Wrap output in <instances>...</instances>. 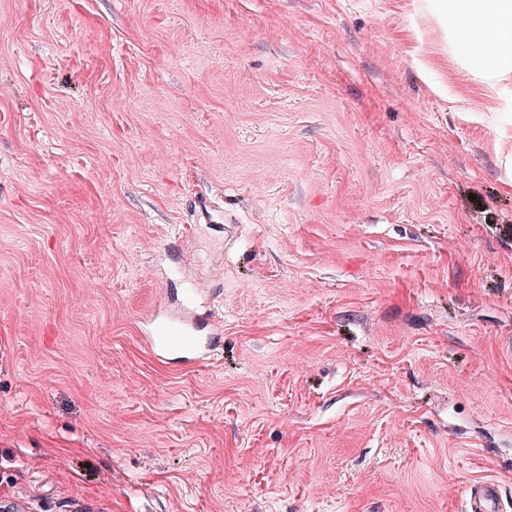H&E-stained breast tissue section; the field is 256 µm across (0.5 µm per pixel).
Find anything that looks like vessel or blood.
Segmentation results:
<instances>
[{
    "label": "vessel or blood",
    "mask_w": 512,
    "mask_h": 512,
    "mask_svg": "<svg viewBox=\"0 0 512 512\" xmlns=\"http://www.w3.org/2000/svg\"><path fill=\"white\" fill-rule=\"evenodd\" d=\"M144 335L151 347L195 364L208 361L219 341L217 331L203 322L193 307L184 309L178 317L154 307ZM499 490V483L493 479L471 484L466 494L468 512H500Z\"/></svg>",
    "instance_id": "1"
}]
</instances>
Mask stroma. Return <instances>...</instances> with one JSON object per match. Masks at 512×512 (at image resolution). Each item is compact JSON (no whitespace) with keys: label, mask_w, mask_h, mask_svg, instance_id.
Returning <instances> with one entry per match:
<instances>
[{"label":"stroma","mask_w":512,"mask_h":512,"mask_svg":"<svg viewBox=\"0 0 512 512\" xmlns=\"http://www.w3.org/2000/svg\"><path fill=\"white\" fill-rule=\"evenodd\" d=\"M511 154L433 0H0V503L512 512ZM152 312L144 329L152 348L184 362L202 364L210 359L220 341L219 333L209 322L202 321L195 307H188L180 317H173L154 303ZM500 485L496 480L486 479L471 484L466 501L469 512H500Z\"/></svg>","instance_id":"35a3bbf8"}]
</instances>
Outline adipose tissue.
Instances as JSON below:
<instances>
[{"label":"adipose tissue","instance_id":"obj_1","mask_svg":"<svg viewBox=\"0 0 512 512\" xmlns=\"http://www.w3.org/2000/svg\"><path fill=\"white\" fill-rule=\"evenodd\" d=\"M467 70L512 76V0H450Z\"/></svg>","mask_w":512,"mask_h":512}]
</instances>
